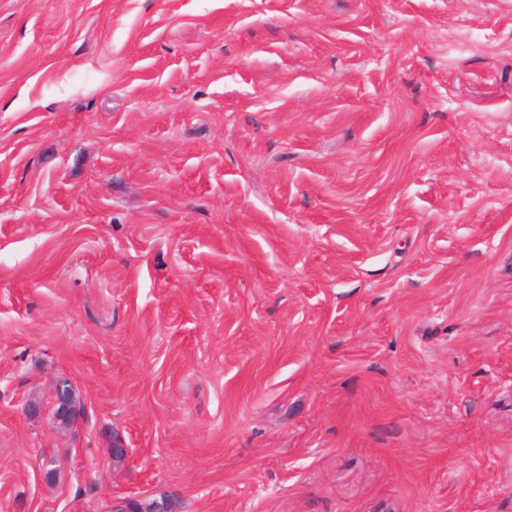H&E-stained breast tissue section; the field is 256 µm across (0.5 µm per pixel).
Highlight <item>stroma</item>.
Returning a JSON list of instances; mask_svg holds the SVG:
<instances>
[{"instance_id":"1","label":"stroma","mask_w":512,"mask_h":512,"mask_svg":"<svg viewBox=\"0 0 512 512\" xmlns=\"http://www.w3.org/2000/svg\"><path fill=\"white\" fill-rule=\"evenodd\" d=\"M144 496L512 512V0H0V512Z\"/></svg>"}]
</instances>
